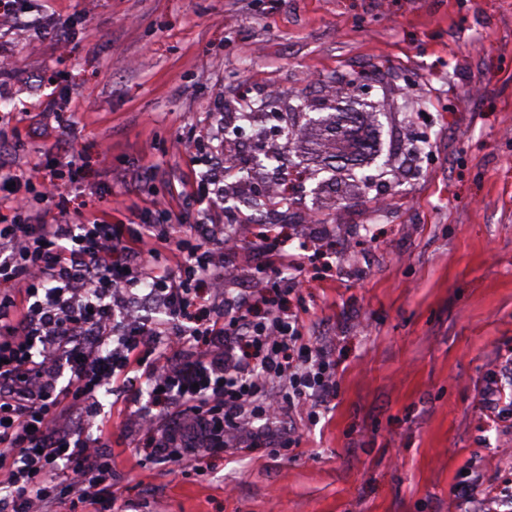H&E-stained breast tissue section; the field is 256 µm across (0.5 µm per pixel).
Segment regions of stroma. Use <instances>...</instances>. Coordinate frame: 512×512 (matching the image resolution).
Instances as JSON below:
<instances>
[{
    "instance_id": "obj_1",
    "label": "stroma",
    "mask_w": 512,
    "mask_h": 512,
    "mask_svg": "<svg viewBox=\"0 0 512 512\" xmlns=\"http://www.w3.org/2000/svg\"><path fill=\"white\" fill-rule=\"evenodd\" d=\"M37 52L0 33V163L59 185L46 222L196 224L223 144L230 203L254 248L265 187L301 172L278 235L305 272L287 304L336 367L319 421L283 417L204 474L146 456L143 407L99 393L128 512H470L462 482L512 487V420L483 408L512 357V0H23ZM362 75L385 113L384 155L360 202L334 203L290 137L308 103ZM60 101L45 125L41 96ZM183 141L180 153L169 146ZM112 158L104 160L103 143ZM81 157L78 174L64 164ZM386 202L373 211L372 198ZM296 451H277L288 430Z\"/></svg>"
}]
</instances>
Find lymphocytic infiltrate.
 <instances>
[{
  "instance_id": "lymphocytic-infiltrate-1",
  "label": "lymphocytic infiltrate",
  "mask_w": 512,
  "mask_h": 512,
  "mask_svg": "<svg viewBox=\"0 0 512 512\" xmlns=\"http://www.w3.org/2000/svg\"><path fill=\"white\" fill-rule=\"evenodd\" d=\"M27 170L0 165V512H47L67 497L117 502L108 429L91 437L99 390L137 389L134 422L152 455L209 458L260 420L316 419L336 369L312 350L298 315L225 296L224 238L185 225L174 264L157 265L164 224L38 221L58 193H23ZM151 301L160 317L127 316Z\"/></svg>"
}]
</instances>
